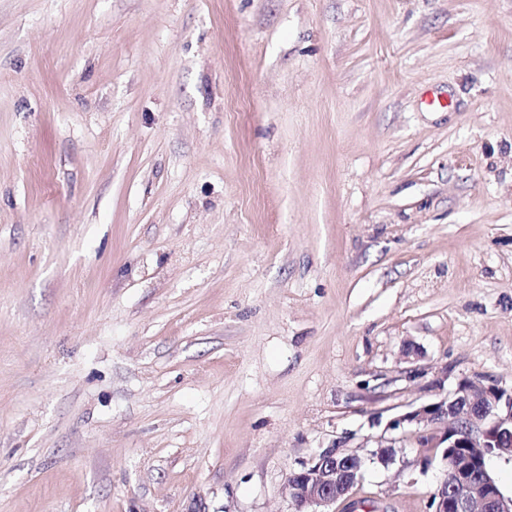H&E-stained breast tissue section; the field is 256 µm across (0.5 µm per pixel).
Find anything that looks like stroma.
I'll use <instances>...</instances> for the list:
<instances>
[{"instance_id":"1","label":"stroma","mask_w":512,"mask_h":512,"mask_svg":"<svg viewBox=\"0 0 512 512\" xmlns=\"http://www.w3.org/2000/svg\"><path fill=\"white\" fill-rule=\"evenodd\" d=\"M464 379L512 387V0H0V512H294L334 443L432 512L391 422Z\"/></svg>"}]
</instances>
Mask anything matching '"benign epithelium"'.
I'll use <instances>...</instances> for the list:
<instances>
[{
	"instance_id": "7a95c632",
	"label": "benign epithelium",
	"mask_w": 512,
	"mask_h": 512,
	"mask_svg": "<svg viewBox=\"0 0 512 512\" xmlns=\"http://www.w3.org/2000/svg\"><path fill=\"white\" fill-rule=\"evenodd\" d=\"M423 427L419 444L432 449L444 477L433 494L434 512H512L487 467L493 454L512 457V388L464 380L453 400L441 398L394 419ZM362 459L333 444L291 472L285 485L295 512H332L359 482Z\"/></svg>"
}]
</instances>
